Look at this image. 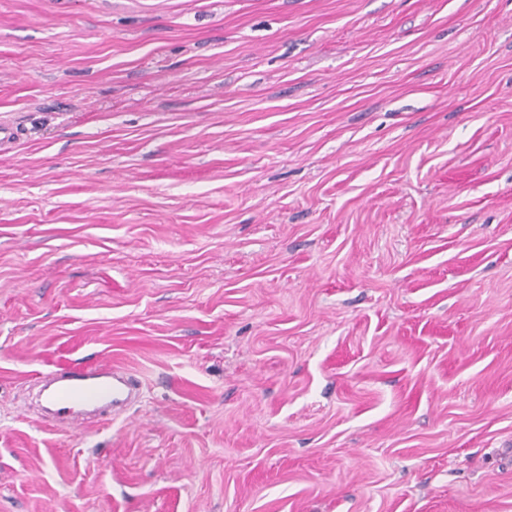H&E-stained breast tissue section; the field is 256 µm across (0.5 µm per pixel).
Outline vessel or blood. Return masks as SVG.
<instances>
[{
	"label": "vessel or blood",
	"mask_w": 512,
	"mask_h": 512,
	"mask_svg": "<svg viewBox=\"0 0 512 512\" xmlns=\"http://www.w3.org/2000/svg\"><path fill=\"white\" fill-rule=\"evenodd\" d=\"M41 418L80 426L126 411L142 394L139 380L107 363L65 364L34 379Z\"/></svg>",
	"instance_id": "b4317fda"
}]
</instances>
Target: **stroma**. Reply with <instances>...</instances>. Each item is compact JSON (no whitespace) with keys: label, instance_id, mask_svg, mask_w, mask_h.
Instances as JSON below:
<instances>
[{"label":"stroma","instance_id":"obj_1","mask_svg":"<svg viewBox=\"0 0 512 512\" xmlns=\"http://www.w3.org/2000/svg\"><path fill=\"white\" fill-rule=\"evenodd\" d=\"M1 123L0 512H512V0H0ZM34 385L41 418L52 425L112 420L142 394L139 380L107 363L64 364L38 373Z\"/></svg>","mask_w":512,"mask_h":512}]
</instances>
